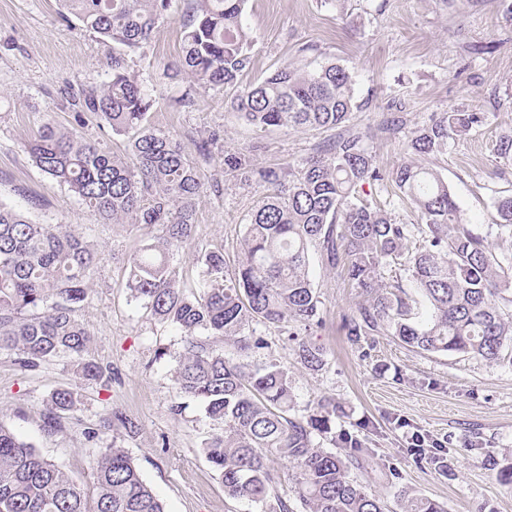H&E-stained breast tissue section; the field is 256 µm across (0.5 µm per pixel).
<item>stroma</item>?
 Here are the masks:
<instances>
[{
	"label": "stroma",
	"instance_id": "1",
	"mask_svg": "<svg viewBox=\"0 0 512 512\" xmlns=\"http://www.w3.org/2000/svg\"><path fill=\"white\" fill-rule=\"evenodd\" d=\"M188 0H173L146 52L129 53L130 71L154 105L150 121L174 136L186 153L210 134L222 151H250L260 165L299 164L338 133H363L381 171L408 162L405 143L416 127L451 108L479 109L485 123L451 144L447 153L423 158L447 183L468 224L485 231L495 198L512 194V164L496 161L492 140L512 136V6L507 0H247L244 22L252 34L250 67L238 78L245 88L277 66L314 67L335 62L355 81L356 106L339 129L273 128L255 131L230 106L232 89L174 81L167 71L179 59V19ZM58 0H0V200L42 224H67L97 244L101 261L95 286L79 312L91 333L87 359L110 375L107 384L82 378L69 358L32 370L0 352V423L32 443L78 484L93 482L104 448L118 443L132 458L165 512H262V505L225 495L218 472L203 448L218 430L203 405L177 395L171 381L182 334L158 322L127 288V258L151 235L134 224L103 221L33 162L29 144L45 121L68 127L70 88L102 86L112 77V47L78 23L59 17ZM312 49L298 53L300 44ZM190 94L192 107L175 105ZM403 127L383 130L387 113ZM207 181H220L222 195L204 190L196 202L195 228L174 252L172 263L186 292L199 281L202 255L224 250L226 277L241 260L248 215L266 195L265 185L225 176L222 162L204 167ZM311 276L320 292L321 324L280 329L253 325L265 345L249 361H276L293 379L294 412L302 416L320 398L331 397L343 414L333 432L357 435L369 457L356 475L394 502L399 488L443 503L448 512H512V485L501 482L512 464V367L471 356L420 354L389 336L348 341L343 323L361 298L344 267L312 258ZM323 346L322 371L304 368L298 340ZM73 390L78 403L52 432L43 428L45 404L55 390ZM136 425L104 428L113 412ZM438 442L450 468L416 464L412 434ZM478 440L481 451L465 443ZM399 469V483L383 477Z\"/></svg>",
	"mask_w": 512,
	"mask_h": 512
}]
</instances>
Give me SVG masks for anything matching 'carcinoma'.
<instances>
[{
  "instance_id": "obj_1",
  "label": "carcinoma",
  "mask_w": 512,
  "mask_h": 512,
  "mask_svg": "<svg viewBox=\"0 0 512 512\" xmlns=\"http://www.w3.org/2000/svg\"><path fill=\"white\" fill-rule=\"evenodd\" d=\"M66 21L112 43V79L70 94L75 127L48 121L30 153L37 167L105 221L161 227L128 259L127 288L161 323L183 334L171 378L177 392L200 401L224 424L204 448L219 472L224 492L256 504L276 500L272 512H293L275 492L267 460L296 465L303 512H388L370 485L351 477V467L369 454L359 439L339 436L341 452L315 438L332 431L336 400L324 397L305 416L292 414V376L276 362L253 367L199 340L213 336L240 354L250 345L254 322L275 327L320 322L317 289L309 276L314 249L328 267L347 262L353 287L365 297L345 323L348 339L392 336L423 353L471 355L512 367V253L496 251L491 236L512 238V195L497 198L496 222L482 235L463 222L448 184L434 169L405 163L383 175L365 144L351 132L323 145L295 167H263L244 152L224 153V173L241 182L259 180L269 194L253 213L242 239L243 258L233 281L224 279V253L201 257L200 293L179 287L170 256L195 227V203L204 190L200 163L210 162L218 138L196 143L187 157L172 136L152 126L153 106L129 71L125 50L143 49L171 0H60ZM246 0H195L182 20L183 49L176 74L208 87L233 88L251 65L250 35L243 23ZM355 106L352 73L335 62L312 70L290 63L233 98L249 124L332 128ZM96 114L112 133L128 138L126 152H109L77 131L84 115ZM484 113L452 109L412 132L407 150L437 155L482 126ZM498 159L512 161V137L492 145ZM388 181L392 193L413 208L417 221L404 224L392 212L358 196L369 181ZM101 252L83 236L58 225L39 224L0 203V350L22 368L59 357L77 362L87 380L103 368L84 360L91 335L77 316L92 288ZM405 267L428 306L413 316L416 300L399 281L385 282L384 269ZM300 363L318 372L326 351L301 340ZM69 389L47 400L44 428L55 430L76 407ZM416 462L442 470L443 455L411 449ZM398 512H447L446 507L404 488ZM0 512H165L127 453L112 442L97 459L92 490L74 482L16 432L0 423Z\"/></svg>"
}]
</instances>
